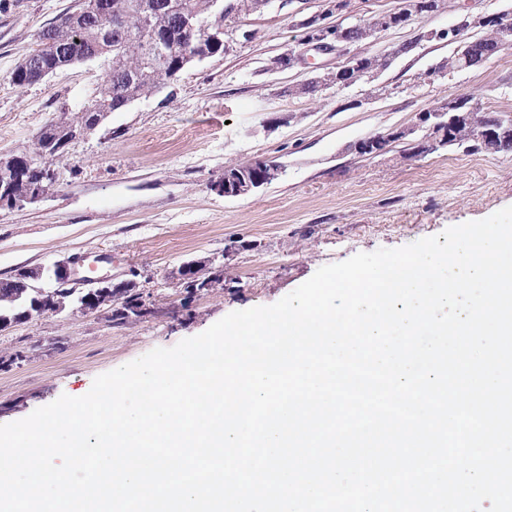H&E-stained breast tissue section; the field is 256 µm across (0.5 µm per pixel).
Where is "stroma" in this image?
Wrapping results in <instances>:
<instances>
[{
    "mask_svg": "<svg viewBox=\"0 0 512 512\" xmlns=\"http://www.w3.org/2000/svg\"><path fill=\"white\" fill-rule=\"evenodd\" d=\"M78 3L0 0V158L31 152L40 130L61 112L81 111L103 80L96 63L27 86L10 79L42 28ZM504 10L512 0H444L432 17L412 18L352 51L382 56L417 31L453 26L462 12ZM294 20L289 6L245 17L251 40L234 41L161 93L110 113L56 160L51 193L0 208V278L76 256L96 276L134 280L154 310L116 326L111 308L70 306L0 331V425L61 395H84L97 376L197 336L231 312L274 304L324 265L512 206V152L444 148L406 159L399 141L372 158L354 150L460 95L512 113V46L430 83L423 73L454 47L425 40L370 83L311 99L294 92L305 69L273 65L301 45ZM256 157L280 166L270 185L239 197L212 190L225 166ZM231 243L236 251L225 253ZM192 259L223 267L224 285L195 297L191 316L174 318L185 297L179 270Z\"/></svg>",
    "mask_w": 512,
    "mask_h": 512,
    "instance_id": "35a3bbf8",
    "label": "stroma"
}]
</instances>
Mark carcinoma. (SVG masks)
I'll list each match as a JSON object with an SVG mask.
<instances>
[{
	"label": "carcinoma",
	"mask_w": 512,
	"mask_h": 512,
	"mask_svg": "<svg viewBox=\"0 0 512 512\" xmlns=\"http://www.w3.org/2000/svg\"><path fill=\"white\" fill-rule=\"evenodd\" d=\"M156 4L150 14V28L159 35L175 38L174 51L178 54L190 51L202 42L208 41V34L215 28L224 26V18L216 15L211 0H150ZM145 0H108L110 16L127 19L124 39L117 40L111 32L101 27L97 20L84 21L74 28L60 20L43 29L39 40L52 41L61 49L63 56L69 57V64L84 62L88 55L100 53L106 63L105 78L98 84L91 102L80 112L67 118L66 125L54 122L45 125L34 142L32 154L37 166L49 169L54 159L62 155L68 147L67 138L72 132L85 126L94 116L112 110L122 98H149L165 88L170 80L171 65L154 63L149 57L145 40L140 33L137 20L140 6ZM183 9L195 14L200 27L196 34L179 35L175 30V9ZM504 27L512 28V11H503L491 25L482 29L478 44L473 48L472 66H480L499 52V32ZM11 80L18 86H26L42 80V70L35 64L33 54H28L17 63ZM459 111L472 113V122L461 121L452 128L432 131L444 137L447 146L466 152L500 153L502 146H512V123L499 122V113L484 112L473 105V97L459 96ZM496 127L497 138L483 142L475 134L472 124ZM72 289H58L51 294H40L27 286V281L16 275L0 278V329L14 322L23 321L26 312L38 306L48 312H55L65 298L64 292ZM111 303L117 305L112 310V322L125 325L132 322L136 310L143 300V293L136 288H114L110 293Z\"/></svg>",
	"instance_id": "cac0c4a2"
}]
</instances>
